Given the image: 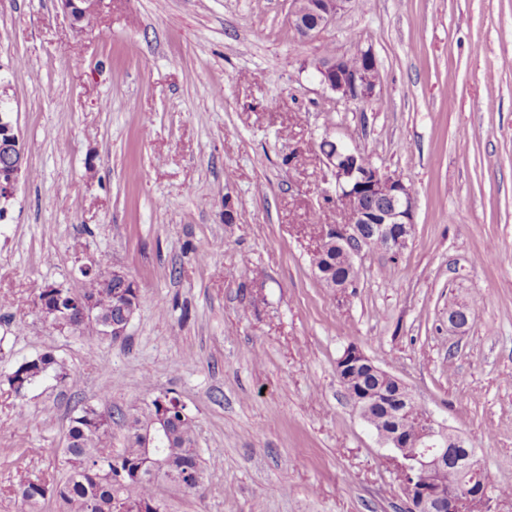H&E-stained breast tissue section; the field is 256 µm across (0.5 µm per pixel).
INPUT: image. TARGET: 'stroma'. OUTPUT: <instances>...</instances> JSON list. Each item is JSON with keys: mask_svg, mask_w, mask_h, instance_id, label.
Returning <instances> with one entry per match:
<instances>
[{"mask_svg": "<svg viewBox=\"0 0 512 512\" xmlns=\"http://www.w3.org/2000/svg\"><path fill=\"white\" fill-rule=\"evenodd\" d=\"M290 0H112L75 30L57 0H0V85L27 169L0 221V512L18 471L53 467L68 417L172 392L211 468L165 512H405L401 482L336 360L356 343L475 445L512 512V0H368L313 42ZM372 49L352 103L314 58ZM403 177L413 236L367 251L336 295L311 265L340 224L324 136ZM140 290L125 339L50 329L35 302L80 265ZM467 304L469 328H448ZM50 351L69 379L9 395Z\"/></svg>", "mask_w": 512, "mask_h": 512, "instance_id": "1", "label": "stroma"}]
</instances>
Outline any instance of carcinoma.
Listing matches in <instances>:
<instances>
[{
	"mask_svg": "<svg viewBox=\"0 0 512 512\" xmlns=\"http://www.w3.org/2000/svg\"><path fill=\"white\" fill-rule=\"evenodd\" d=\"M311 264L333 278L346 275L338 256L330 251L312 254ZM106 273L105 269L83 272L82 286L77 289H41L40 299L57 295L48 305V316L58 331L79 335L88 332L104 338L106 323L115 310L112 293L97 288V277ZM80 297L95 299L94 320L66 319L70 304ZM48 375L67 379L65 364L51 351L19 363L7 382L18 398ZM160 415L161 406L155 398L133 408L126 423L124 447L114 450L112 412L90 404L75 409L58 465L35 478L20 473L11 491L20 498L24 512H43L48 499L55 501L54 512H163L158 489L165 486L184 492L187 487L181 483V475L197 474L203 480L208 466L196 451L195 425L187 415L172 429L162 448L166 468L153 472L148 469V438L158 426Z\"/></svg>",
	"mask_w": 512,
	"mask_h": 512,
	"instance_id": "cac0c4a2",
	"label": "carcinoma"
}]
</instances>
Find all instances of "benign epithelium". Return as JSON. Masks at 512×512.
<instances>
[{"instance_id":"benign-epithelium-1","label":"benign epithelium","mask_w":512,"mask_h":512,"mask_svg":"<svg viewBox=\"0 0 512 512\" xmlns=\"http://www.w3.org/2000/svg\"><path fill=\"white\" fill-rule=\"evenodd\" d=\"M73 28L85 30L97 22L106 0H58ZM354 7V0H291L289 20L299 32L300 41L316 40L336 19L337 14ZM363 62L352 66L345 55L323 56L313 67L320 83L342 98L356 102L372 100L379 80V69L373 52H361ZM13 154L14 163L0 169V221L7 217V205L16 195L25 169L26 158L20 132L12 118V109L0 111V150ZM324 155L335 180L336 202L348 212L350 219L343 224L322 226L318 243L329 242L343 250L344 261L356 271L354 257L368 245L377 242L391 256H398L407 246L414 228V201L410 187L400 176L388 173L365 160L364 152L341 142ZM100 287L112 289L121 313L112 318V339L128 335L135 319L130 303L138 284L120 267L112 268L109 276L100 279ZM94 309V300L82 298L75 303L70 315L80 322L87 320ZM470 322L469 308L464 304L448 306V328L466 331ZM371 367V373L392 383L385 392L386 408L397 421L407 413V403L413 395L406 384L382 369L357 345L344 351ZM347 395L360 415L375 430L379 440L395 452L396 470L404 477L403 493L407 512H491L493 497L487 476L475 452L461 451L466 441L448 431L431 414L419 415L416 434L408 438L399 426L380 428L371 418L369 397L352 391ZM456 470L463 482L444 491L437 487L434 475L443 470Z\"/></svg>"}]
</instances>
